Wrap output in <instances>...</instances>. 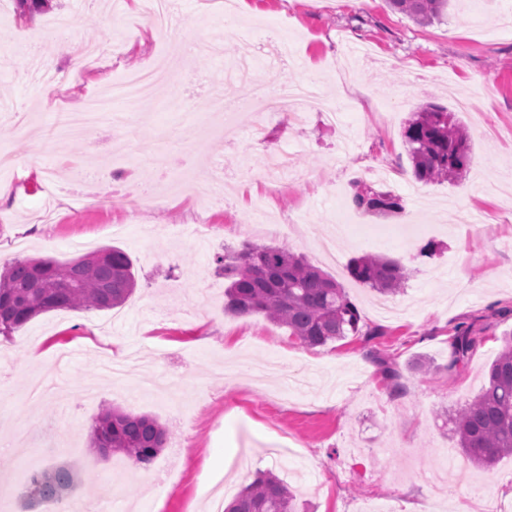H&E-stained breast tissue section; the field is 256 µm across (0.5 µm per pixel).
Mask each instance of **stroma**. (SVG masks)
I'll return each mask as SVG.
<instances>
[{
  "instance_id": "1",
  "label": "stroma",
  "mask_w": 512,
  "mask_h": 512,
  "mask_svg": "<svg viewBox=\"0 0 512 512\" xmlns=\"http://www.w3.org/2000/svg\"><path fill=\"white\" fill-rule=\"evenodd\" d=\"M127 2L49 0L27 23L14 0H0V151L16 160L12 191L0 199V271L18 258L63 262L113 246L137 278L122 306L51 311L0 335V487L25 488L13 431L47 416L57 425L55 451L34 468L72 467V501L97 512H211L213 496L259 470L286 481L313 512H481L491 485L512 499V457L475 467L452 432L456 409L480 392L512 334V0H458L432 24L387 0H237V31L219 58L198 50L221 26L205 0H174L176 25L163 35ZM62 14L72 18L70 36L45 43L42 55L63 67L79 48L97 52L64 88L44 81L28 55L29 28ZM268 40L284 43L291 59L255 76L315 80L339 102L336 122L313 110L300 122L260 116L245 79L235 84L233 142L216 148L205 133L182 140L184 128L213 119L212 97L224 86L217 72L258 59ZM148 64L179 78L161 79L146 104L114 99L113 111L132 119L103 120L108 149L56 131V103L81 110L95 91ZM428 103L466 126L471 161L458 182L427 185L418 200L404 131ZM23 111L31 121L20 129ZM259 124L260 141L251 136ZM272 148L288 152V169H265ZM162 155L183 161L195 180L223 171V203L172 187ZM76 164L106 173L116 203H88L101 189L70 178ZM50 174L57 194L48 202ZM143 183L165 204L141 202L135 215L125 195ZM360 189L399 196L401 216L357 210ZM46 202L51 224L38 218ZM462 205L484 223H456ZM184 224L210 225L209 240L178 242ZM312 224L334 236V257L320 252ZM247 244L305 254L345 288L362 335L311 349L264 316L226 314L217 258ZM362 254L404 264L408 279L392 298L402 314L380 313L379 294L349 276L350 258ZM464 329L476 342L458 359L453 340ZM117 343L139 367L122 385L101 371ZM386 363L400 373V393L382 373ZM108 405L169 429L148 469L91 448L90 426ZM225 457L222 482L211 485Z\"/></svg>"
}]
</instances>
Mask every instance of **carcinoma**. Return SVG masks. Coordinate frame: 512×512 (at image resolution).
I'll return each instance as SVG.
<instances>
[{
  "label": "carcinoma",
  "instance_id": "1",
  "mask_svg": "<svg viewBox=\"0 0 512 512\" xmlns=\"http://www.w3.org/2000/svg\"><path fill=\"white\" fill-rule=\"evenodd\" d=\"M416 20L440 18L450 0H387ZM415 178L425 184L455 182L470 165L467 130L446 109L418 108L404 132ZM355 207L388 215L402 210L390 193H357ZM228 281L224 310L234 316L262 314L288 328L306 347H320L361 332L360 315L345 288L303 257L276 245H248L219 258ZM355 281L381 295L402 290L406 280L396 260L365 254L350 260ZM129 255L116 247L59 262L23 259L0 273V334L7 336L33 318L56 309L110 310L135 290ZM460 452L471 463L491 467L512 456V341L488 368L482 391L460 405L454 418ZM169 432L157 419L103 408L90 427L91 446L101 454H119L133 467H146L167 442ZM73 472L55 467L33 473L24 492L26 507L60 500L73 487ZM224 512H298L296 495L278 476L260 472Z\"/></svg>",
  "mask_w": 512,
  "mask_h": 512
}]
</instances>
